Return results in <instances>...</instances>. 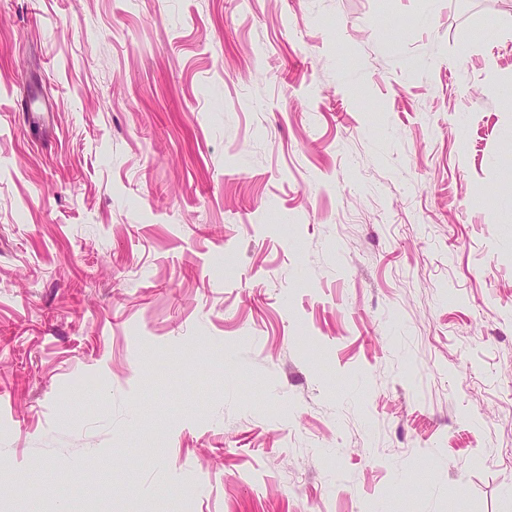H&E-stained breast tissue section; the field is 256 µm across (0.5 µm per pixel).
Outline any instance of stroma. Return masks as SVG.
<instances>
[{"mask_svg": "<svg viewBox=\"0 0 512 512\" xmlns=\"http://www.w3.org/2000/svg\"><path fill=\"white\" fill-rule=\"evenodd\" d=\"M511 145L512 0H0V512H512Z\"/></svg>", "mask_w": 512, "mask_h": 512, "instance_id": "obj_1", "label": "stroma"}]
</instances>
